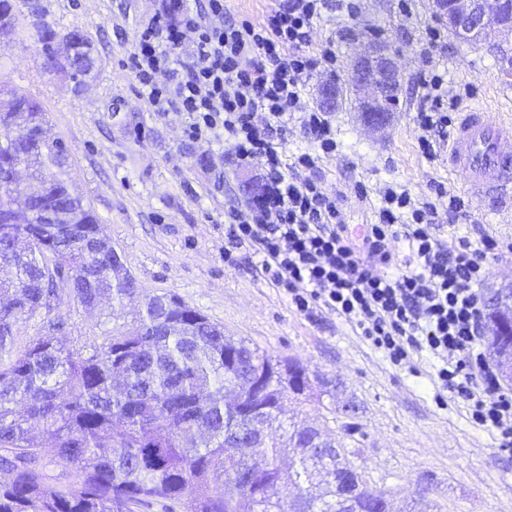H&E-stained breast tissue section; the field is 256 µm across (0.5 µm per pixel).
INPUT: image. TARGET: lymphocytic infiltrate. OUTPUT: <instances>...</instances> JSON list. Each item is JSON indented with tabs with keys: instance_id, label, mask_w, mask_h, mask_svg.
<instances>
[{
	"instance_id": "lymphocytic-infiltrate-1",
	"label": "lymphocytic infiltrate",
	"mask_w": 512,
	"mask_h": 512,
	"mask_svg": "<svg viewBox=\"0 0 512 512\" xmlns=\"http://www.w3.org/2000/svg\"><path fill=\"white\" fill-rule=\"evenodd\" d=\"M327 0H270L265 20L232 16L230 0H163L137 35L135 78L151 109L182 112L195 141H223L232 167L251 169L256 193L224 214V242L256 258V268L297 311L336 312L407 368L433 358L440 390L460 399L473 422L512 454V388L482 351L488 256L512 254V241L482 234L447 242L435 233V203L404 186L380 188L371 224L351 229L338 191L319 174L337 148L326 113L306 107L313 74L336 63L332 45L314 47ZM417 143L434 158L458 103L440 76L423 80ZM299 119L320 151L283 160L288 122Z\"/></svg>"
}]
</instances>
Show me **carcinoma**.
<instances>
[{"label":"carcinoma","instance_id":"1","mask_svg":"<svg viewBox=\"0 0 512 512\" xmlns=\"http://www.w3.org/2000/svg\"><path fill=\"white\" fill-rule=\"evenodd\" d=\"M34 35L70 60L75 88L97 73L88 37L36 26ZM0 112V218L21 223L0 236V512H336L345 495L353 512H396L385 491L372 488L347 449H313L315 426L293 422L280 436L252 447L237 407L224 393L249 373L264 377L267 425L278 405L310 387L306 370L224 335L175 294L147 293L127 272L121 255L100 228L69 177V149L13 136L22 118L39 129L47 113L34 96L14 89ZM29 172L25 207L12 178ZM66 269L69 299L94 311L108 303L101 341L36 336L15 350L18 328L50 313L59 298L45 252ZM135 327L126 329L127 315ZM487 346L502 378L512 382V305L488 312ZM296 455L291 468L282 453Z\"/></svg>","mask_w":512,"mask_h":512}]
</instances>
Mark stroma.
I'll list each match as a JSON object with an SVG mask.
<instances>
[{
  "label": "stroma",
  "mask_w": 512,
  "mask_h": 512,
  "mask_svg": "<svg viewBox=\"0 0 512 512\" xmlns=\"http://www.w3.org/2000/svg\"><path fill=\"white\" fill-rule=\"evenodd\" d=\"M347 13L328 0L314 33L333 43L335 69L318 70L306 101L319 107V85L337 82L343 97L328 117L335 153L322 156L328 188L342 191L350 226L374 222L384 184L404 185L416 199L438 201L436 234L478 239L482 232L512 238V201L506 212L465 194L448 158L426 159L417 147L414 116L420 77L442 75L449 92L468 88L460 107L482 103L512 114V76L498 51L439 28L428 0H356ZM58 30H81L92 41L99 72L82 90L42 68L41 45L29 38L0 47V85L37 97L50 136L70 151V177L120 253L140 288L171 292L226 335L277 358L298 361L312 389L306 401L286 403L284 418L301 413L343 438L350 460L370 486L390 494L399 512H512V454L472 423L461 400L440 394L427 354L401 370L372 348L336 313L306 316L246 262L224 261V212L254 185L252 171L224 165L219 142H193L180 112L152 111L132 72L137 33L160 0H49ZM439 30L430 39L428 28ZM379 37L398 51L403 78L389 127L364 126L352 106L350 63L359 39ZM461 196L467 218L448 221V194ZM53 316L71 336H101L98 316L76 308L60 288Z\"/></svg>",
  "instance_id": "35a3bbf8"
}]
</instances>
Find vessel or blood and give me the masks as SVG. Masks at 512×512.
<instances>
[{
  "label": "vessel or blood",
  "instance_id": "obj_1",
  "mask_svg": "<svg viewBox=\"0 0 512 512\" xmlns=\"http://www.w3.org/2000/svg\"><path fill=\"white\" fill-rule=\"evenodd\" d=\"M448 170L491 207L512 197V117L482 104L459 112L448 137Z\"/></svg>",
  "mask_w": 512,
  "mask_h": 512
}]
</instances>
